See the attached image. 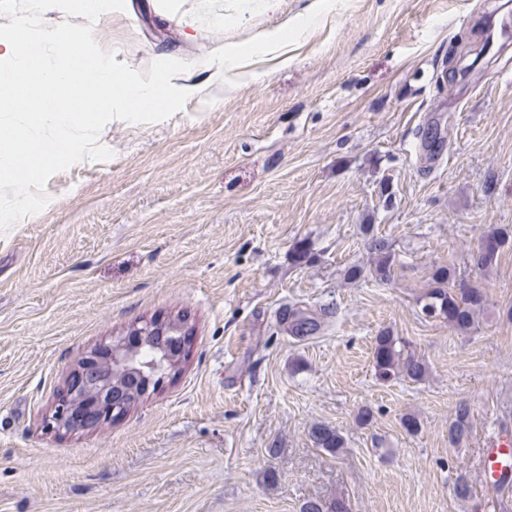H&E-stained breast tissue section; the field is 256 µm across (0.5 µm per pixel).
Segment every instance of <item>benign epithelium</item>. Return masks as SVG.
<instances>
[{
  "mask_svg": "<svg viewBox=\"0 0 512 512\" xmlns=\"http://www.w3.org/2000/svg\"><path fill=\"white\" fill-rule=\"evenodd\" d=\"M191 327L187 318L141 321L129 335L139 348L126 347L123 337H111L96 348L74 371L70 383L45 421L47 430L67 434L96 430L126 415L153 385L176 367Z\"/></svg>",
  "mask_w": 512,
  "mask_h": 512,
  "instance_id": "obj_1",
  "label": "benign epithelium"
}]
</instances>
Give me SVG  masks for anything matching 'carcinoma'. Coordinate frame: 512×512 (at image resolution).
<instances>
[{"mask_svg": "<svg viewBox=\"0 0 512 512\" xmlns=\"http://www.w3.org/2000/svg\"><path fill=\"white\" fill-rule=\"evenodd\" d=\"M495 248L484 254L472 252L471 265L481 271H487L498 264L502 252L512 247V227L504 225L494 227L483 238ZM372 250L377 253L375 277L381 280L391 278L396 265V258L382 242H373ZM453 279L451 267L437 266L431 274L434 287L421 298V312L427 317L441 318L448 322V327L466 333L475 325L477 316L487 305V296L482 288L463 285L450 288ZM374 370L378 381L387 383L394 379L408 378L414 382L424 379L428 366L425 360L403 338L386 331L375 338ZM471 433L470 411L465 403L456 406L455 419L448 428V439L459 444ZM312 438L317 447L336 453L344 447L343 437L338 431L328 427H317L312 431ZM300 512H349V506L342 498L328 500L310 499L304 502Z\"/></svg>", "mask_w": 512, "mask_h": 512, "instance_id": "1", "label": "carcinoma"}]
</instances>
